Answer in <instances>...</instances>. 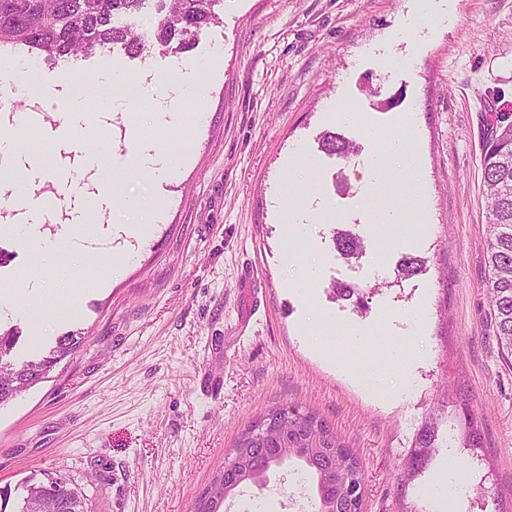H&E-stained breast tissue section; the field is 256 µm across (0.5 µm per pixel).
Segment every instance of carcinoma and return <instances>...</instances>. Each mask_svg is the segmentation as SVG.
I'll return each instance as SVG.
<instances>
[{
  "instance_id": "cac0c4a2",
  "label": "carcinoma",
  "mask_w": 512,
  "mask_h": 512,
  "mask_svg": "<svg viewBox=\"0 0 512 512\" xmlns=\"http://www.w3.org/2000/svg\"><path fill=\"white\" fill-rule=\"evenodd\" d=\"M219 0H0V48L23 45L48 56L88 55L120 44L136 55L154 44L189 48L204 29L218 20ZM156 4V18L147 32L138 31L129 19ZM321 147L344 154L350 143L334 133L326 134ZM483 183L488 209V294L496 334L504 359L512 357V116H498L491 146L483 157ZM338 250L346 258L359 256L363 242L353 233L334 232ZM423 260L405 254L399 260L398 277L421 271ZM19 331L0 333V406L36 385L52 367L76 352L84 336H61L48 355L15 365L4 360L17 344ZM288 421V438L282 442L249 437L244 429L233 448L230 465L214 475L210 489L222 495L224 486L239 485L243 471L252 478L269 469L282 456L297 461L316 478V512H350L340 496L346 484L359 482L362 467L357 455L341 442L327 423L312 410L296 405L276 407ZM14 512H87L84 495L57 477L46 484H25Z\"/></svg>"
}]
</instances>
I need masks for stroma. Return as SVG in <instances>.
Returning a JSON list of instances; mask_svg holds the SVG:
<instances>
[{
  "instance_id": "1",
  "label": "stroma",
  "mask_w": 512,
  "mask_h": 512,
  "mask_svg": "<svg viewBox=\"0 0 512 512\" xmlns=\"http://www.w3.org/2000/svg\"><path fill=\"white\" fill-rule=\"evenodd\" d=\"M425 3L450 23L406 35L404 18ZM215 10L219 22L183 53L116 45L41 60L12 103V117L45 116L39 162L29 137L16 141L28 192L62 199L39 232L85 211L84 237L111 236L117 251L122 227L153 209L163 219L103 287L62 288L48 272L40 293H21L42 319L21 324L12 363L47 355L68 332L86 341L0 406V488L61 476L91 512H192L241 431L292 402L360 459L364 512H512V366L490 320L482 170L497 115L512 114V0H219ZM113 73L137 76L133 101L115 102L104 128L71 147L56 134L62 118L77 103L95 111L92 79ZM409 115L416 174L388 168L385 194L369 196V133L401 138ZM328 133L354 151L325 153ZM156 145L170 177L127 170L132 147ZM89 152L100 178L80 171ZM101 178L114 185L106 202ZM388 204L419 232L372 224ZM337 228L364 240L362 256L341 255ZM406 254L423 268L401 279ZM310 263L317 276L299 288ZM337 283L359 301L334 300ZM329 327L351 334L333 363L307 338ZM393 346L402 357L384 367L383 390L339 369L382 367ZM469 410L477 448L464 444ZM431 420L435 446L413 463ZM452 467L468 490L436 502L429 490ZM268 476L261 490L241 484L226 512H298L292 495H315L298 465Z\"/></svg>"
}]
</instances>
